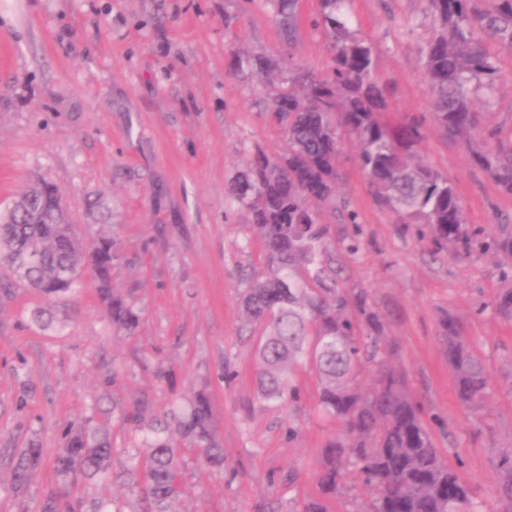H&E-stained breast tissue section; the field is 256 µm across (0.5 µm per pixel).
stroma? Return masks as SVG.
<instances>
[{"label": "stroma", "instance_id": "obj_1", "mask_svg": "<svg viewBox=\"0 0 512 512\" xmlns=\"http://www.w3.org/2000/svg\"><path fill=\"white\" fill-rule=\"evenodd\" d=\"M425 0H353L372 40L377 73L394 86L390 115L427 114L420 49L430 35ZM319 0H299L288 40L265 0H0V205L31 182L56 186L84 244L112 240V286L139 317L134 333L106 319L89 271L70 305H49L21 285L0 294V512H35L56 483L67 431L88 421L117 450L152 435L171 404L209 402L224 469L182 454L174 512H267L317 497L322 444L341 434L315 407L314 374L284 408L262 404L255 335L241 310L240 272L263 265L264 246L228 197L254 151L283 139L268 120L262 78L241 56L294 58L323 73L329 54L313 21ZM504 83L479 100L484 127L512 132V55ZM423 154L454 182L478 240L512 216V198L459 149L424 128ZM341 196L359 214L362 245L337 251L342 284L367 291L383 315L438 448L494 512L495 449L512 447V325L482 311L502 281L492 254L432 259L416 233L399 235L344 141ZM104 198L107 210L93 206ZM458 317L483 354L492 395L458 405L437 337ZM167 378H158L157 367ZM38 443L43 461L24 497L9 491L12 461Z\"/></svg>", "mask_w": 512, "mask_h": 512}]
</instances>
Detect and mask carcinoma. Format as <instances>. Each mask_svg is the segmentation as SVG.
<instances>
[{
    "label": "carcinoma",
    "mask_w": 512,
    "mask_h": 512,
    "mask_svg": "<svg viewBox=\"0 0 512 512\" xmlns=\"http://www.w3.org/2000/svg\"><path fill=\"white\" fill-rule=\"evenodd\" d=\"M298 0H273L288 38L298 27ZM426 0L431 35L421 48L430 95L433 129L461 150L501 193L512 197V133L485 129L474 94L493 92L503 81L495 42L512 53V0ZM351 0H320L314 25L323 30L330 69L314 74L288 59L287 65L261 56L252 65L265 84L278 83L268 97L267 116L286 143L270 156L247 157L231 183L230 194L249 217L264 245V268L245 274L241 298L255 342V383L266 404L286 405L300 398L298 375L315 374L317 411L343 424V438L328 439L317 474L321 497L288 502L285 512H328L327 501L344 488L346 471L361 476L370 501L360 512H484L471 488L437 448L426 424V410L405 373L394 363L395 350L383 336V316L363 290L340 284L332 241L336 230L329 211L351 226L342 239L348 252L359 250V214L337 198L341 183L340 146L356 143L360 167L378 203L403 234L415 229L428 237L432 256L470 254L475 233L455 185L421 153L423 121L410 116L392 125L391 83L377 79L375 48L352 27ZM43 182L0 208V264L15 282L47 300L76 292L83 266H96L97 294L112 324L128 332L138 315L112 290V256L97 257L76 234L61 204L51 201ZM497 257L503 282L486 308L512 323V224H500L491 242L479 243ZM438 338L451 373L458 404L480 408L491 395L483 356L464 334L461 322L445 314ZM376 369L370 387L356 384L363 364ZM164 439L118 457L110 438L85 427L68 431L54 468L59 482L44 494L38 512H80L71 497L80 481H122L136 496L129 512H170L182 492V450L193 451L208 468L224 469V448L216 441L206 399L186 414L169 412ZM43 459L32 442L13 462L11 490L22 497L31 473ZM498 476L494 512H512V448L495 450Z\"/></svg>",
    "instance_id": "carcinoma-1"
}]
</instances>
